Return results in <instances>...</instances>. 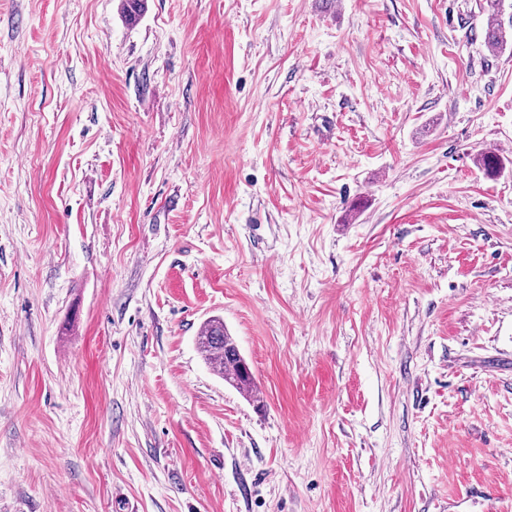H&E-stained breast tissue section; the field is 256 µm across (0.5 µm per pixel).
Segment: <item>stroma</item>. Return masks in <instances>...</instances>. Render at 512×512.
Listing matches in <instances>:
<instances>
[{"label": "stroma", "mask_w": 512, "mask_h": 512, "mask_svg": "<svg viewBox=\"0 0 512 512\" xmlns=\"http://www.w3.org/2000/svg\"><path fill=\"white\" fill-rule=\"evenodd\" d=\"M483 3L0 0V512H512ZM197 347L205 363L221 375L224 382L241 394L253 390V373L232 337L224 331L223 321L209 320L198 336Z\"/></svg>", "instance_id": "stroma-1"}]
</instances>
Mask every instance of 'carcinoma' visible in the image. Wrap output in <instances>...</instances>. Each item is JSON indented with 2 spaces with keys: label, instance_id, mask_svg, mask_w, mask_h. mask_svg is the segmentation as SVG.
<instances>
[{
  "label": "carcinoma",
  "instance_id": "carcinoma-1",
  "mask_svg": "<svg viewBox=\"0 0 512 512\" xmlns=\"http://www.w3.org/2000/svg\"><path fill=\"white\" fill-rule=\"evenodd\" d=\"M145 9V0H122L120 11L129 22L138 19ZM509 41L508 33L498 22L488 25L485 42L489 49L500 51L506 48ZM480 167L489 175L495 176L503 169L498 155L486 153L478 160ZM197 347L205 363L224 382L245 394L253 390L255 379L247 362L241 355L232 337L224 331V323L218 319L210 320L198 336Z\"/></svg>",
  "mask_w": 512,
  "mask_h": 512
}]
</instances>
